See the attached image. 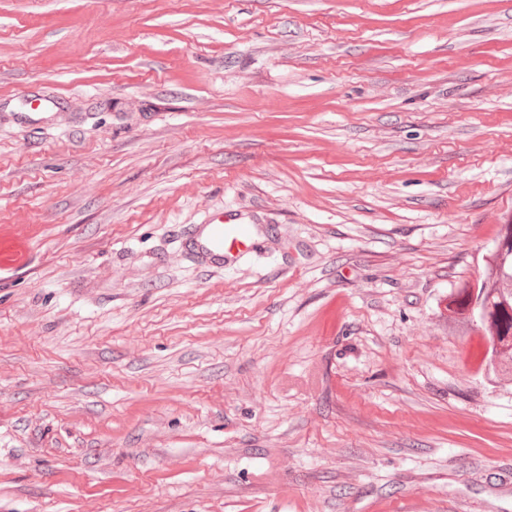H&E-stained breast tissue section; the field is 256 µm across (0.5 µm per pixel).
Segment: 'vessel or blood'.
Returning a JSON list of instances; mask_svg holds the SVG:
<instances>
[{
	"instance_id": "vessel-or-blood-1",
	"label": "vessel or blood",
	"mask_w": 512,
	"mask_h": 512,
	"mask_svg": "<svg viewBox=\"0 0 512 512\" xmlns=\"http://www.w3.org/2000/svg\"><path fill=\"white\" fill-rule=\"evenodd\" d=\"M256 232V225L232 215H217L201 224L194 246L221 269L249 253Z\"/></svg>"
}]
</instances>
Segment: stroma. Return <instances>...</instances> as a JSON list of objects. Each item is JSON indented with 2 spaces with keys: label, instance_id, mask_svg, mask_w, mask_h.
<instances>
[{
  "label": "stroma",
  "instance_id": "1",
  "mask_svg": "<svg viewBox=\"0 0 512 512\" xmlns=\"http://www.w3.org/2000/svg\"><path fill=\"white\" fill-rule=\"evenodd\" d=\"M511 223L512 0H0V512H512ZM255 224H247L232 215H217L200 224L195 248L208 256L215 267L235 264L248 254L256 236ZM499 226L482 278L461 281L448 294V327L461 336L480 333L487 347L481 364L494 378L512 376V224Z\"/></svg>",
  "mask_w": 512,
  "mask_h": 512
}]
</instances>
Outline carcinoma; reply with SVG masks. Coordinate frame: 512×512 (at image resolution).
I'll use <instances>...</instances> for the list:
<instances>
[{
	"instance_id": "cac0c4a2",
	"label": "carcinoma",
	"mask_w": 512,
	"mask_h": 512,
	"mask_svg": "<svg viewBox=\"0 0 512 512\" xmlns=\"http://www.w3.org/2000/svg\"><path fill=\"white\" fill-rule=\"evenodd\" d=\"M483 261L480 280L461 281L448 293V327L462 336L480 333L488 375L512 376V224L500 225Z\"/></svg>"
}]
</instances>
